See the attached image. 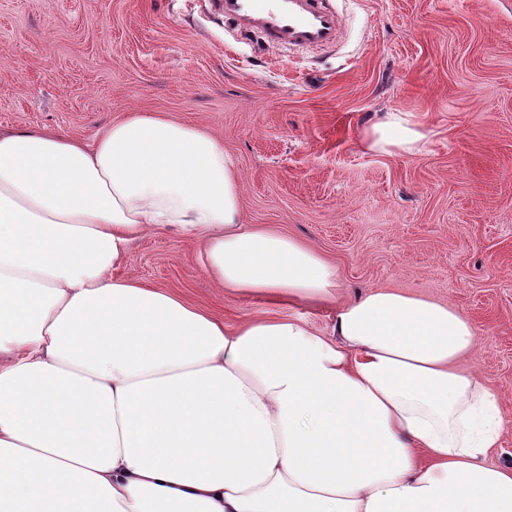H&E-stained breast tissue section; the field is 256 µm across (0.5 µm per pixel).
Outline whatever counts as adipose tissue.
<instances>
[{
    "mask_svg": "<svg viewBox=\"0 0 512 512\" xmlns=\"http://www.w3.org/2000/svg\"><path fill=\"white\" fill-rule=\"evenodd\" d=\"M400 112L362 138L412 152ZM189 239L225 293L334 306L236 324L116 277L139 237ZM244 223L210 132L127 113L85 144L0 132V512H512L487 462L498 401L457 364L475 328Z\"/></svg>",
    "mask_w": 512,
    "mask_h": 512,
    "instance_id": "obj_1",
    "label": "adipose tissue"
}]
</instances>
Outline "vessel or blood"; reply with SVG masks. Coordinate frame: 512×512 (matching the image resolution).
<instances>
[{"label":"vessel or blood","mask_w":512,"mask_h":512,"mask_svg":"<svg viewBox=\"0 0 512 512\" xmlns=\"http://www.w3.org/2000/svg\"><path fill=\"white\" fill-rule=\"evenodd\" d=\"M227 22L259 31L274 47L335 44L338 20L323 0H218Z\"/></svg>","instance_id":"1"}]
</instances>
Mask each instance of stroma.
<instances>
[{
    "label": "stroma",
    "mask_w": 512,
    "mask_h": 512,
    "mask_svg": "<svg viewBox=\"0 0 512 512\" xmlns=\"http://www.w3.org/2000/svg\"><path fill=\"white\" fill-rule=\"evenodd\" d=\"M339 42L267 46L211 0H0V130L91 141L130 111L219 137L240 174L245 223L320 251L346 296L434 298L471 320L463 362L498 398L487 460L512 466V0H331ZM389 112L427 137L410 153L361 146ZM196 243L137 240L119 277L173 290L234 324L333 313L225 296Z\"/></svg>",
    "instance_id": "1"
}]
</instances>
